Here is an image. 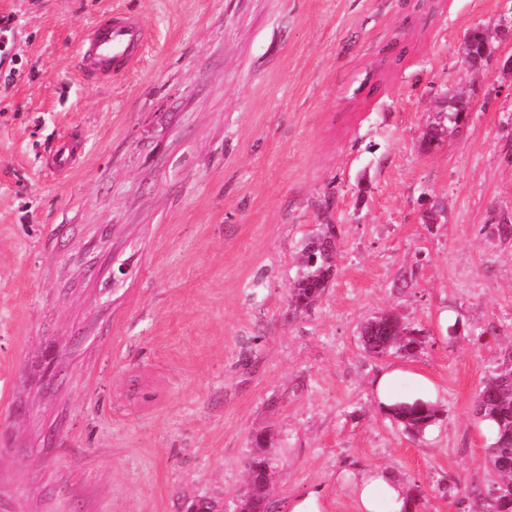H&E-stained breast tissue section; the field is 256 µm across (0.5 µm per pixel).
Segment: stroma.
Masks as SVG:
<instances>
[{"label":"stroma","instance_id":"1","mask_svg":"<svg viewBox=\"0 0 512 512\" xmlns=\"http://www.w3.org/2000/svg\"><path fill=\"white\" fill-rule=\"evenodd\" d=\"M151 32L129 74L79 82L103 13ZM0 512H235L254 433L271 499L358 512L389 469L415 512H471L495 482L476 413L512 356V0H0ZM491 56L464 61L470 29ZM467 91L464 127H424ZM79 135L71 169L47 158ZM445 214L427 224L422 212ZM338 229L332 283L288 316L302 242ZM382 313L412 357L359 338ZM399 366L436 385L433 436L377 405ZM12 16H3L0 20V75L2 73V67L5 62H8V66L13 64L16 60V53H14V38H13V27ZM14 72V67L10 66L8 69L7 77H10Z\"/></svg>","mask_w":512,"mask_h":512}]
</instances>
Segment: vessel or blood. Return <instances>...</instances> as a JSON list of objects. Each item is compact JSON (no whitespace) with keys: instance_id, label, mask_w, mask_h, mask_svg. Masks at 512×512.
Listing matches in <instances>:
<instances>
[{"instance_id":"obj_1","label":"vessel or blood","mask_w":512,"mask_h":512,"mask_svg":"<svg viewBox=\"0 0 512 512\" xmlns=\"http://www.w3.org/2000/svg\"><path fill=\"white\" fill-rule=\"evenodd\" d=\"M148 34L141 22L125 12L99 18L77 46V74L88 82L117 78L143 58Z\"/></svg>"}]
</instances>
